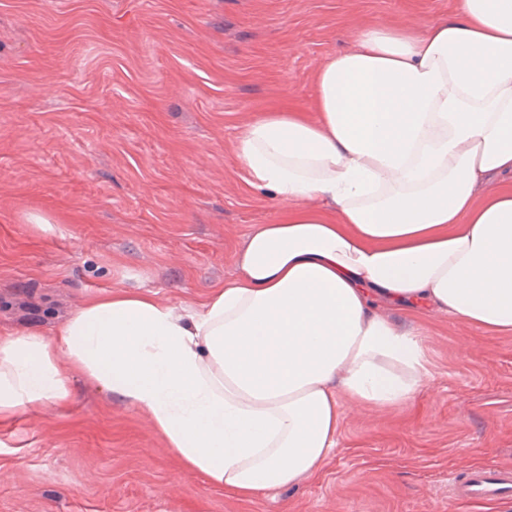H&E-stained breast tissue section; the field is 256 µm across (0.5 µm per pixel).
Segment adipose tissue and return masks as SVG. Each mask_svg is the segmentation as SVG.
<instances>
[{
  "instance_id": "1",
  "label": "adipose tissue",
  "mask_w": 512,
  "mask_h": 512,
  "mask_svg": "<svg viewBox=\"0 0 512 512\" xmlns=\"http://www.w3.org/2000/svg\"><path fill=\"white\" fill-rule=\"evenodd\" d=\"M314 88L312 115L240 129L247 185L288 211L252 226L236 275L179 311L118 288L54 336L0 337V422L67 407L80 377L148 418L187 475L248 499L318 475L344 404L418 391L423 339L381 303L512 334V0L366 23Z\"/></svg>"
}]
</instances>
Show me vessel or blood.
Listing matches in <instances>:
<instances>
[{"label": "vessel or blood", "instance_id": "1", "mask_svg": "<svg viewBox=\"0 0 512 512\" xmlns=\"http://www.w3.org/2000/svg\"><path fill=\"white\" fill-rule=\"evenodd\" d=\"M448 495L472 502H493L512 497V467H474L448 476Z\"/></svg>", "mask_w": 512, "mask_h": 512}]
</instances>
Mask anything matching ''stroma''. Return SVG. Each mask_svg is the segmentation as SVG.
I'll list each match as a JSON object with an SVG mask.
<instances>
[{"instance_id":"obj_1","label":"stroma","mask_w":512,"mask_h":512,"mask_svg":"<svg viewBox=\"0 0 512 512\" xmlns=\"http://www.w3.org/2000/svg\"><path fill=\"white\" fill-rule=\"evenodd\" d=\"M458 0H0V336H52L89 296L200 302L255 224L233 152L260 112L309 111L313 76L368 21ZM393 409L348 405L321 474L240 500L184 475L150 421L82 380L64 409L0 423V512H512L448 495L460 466H512V335L446 315Z\"/></svg>"}]
</instances>
